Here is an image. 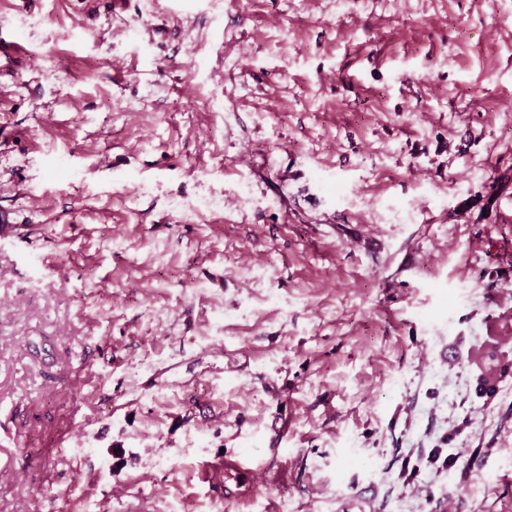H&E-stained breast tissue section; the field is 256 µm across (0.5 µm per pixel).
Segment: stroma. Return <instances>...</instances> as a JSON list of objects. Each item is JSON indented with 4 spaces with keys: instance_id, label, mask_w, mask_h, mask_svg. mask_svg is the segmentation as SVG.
Returning <instances> with one entry per match:
<instances>
[{
    "instance_id": "obj_1",
    "label": "stroma",
    "mask_w": 512,
    "mask_h": 512,
    "mask_svg": "<svg viewBox=\"0 0 512 512\" xmlns=\"http://www.w3.org/2000/svg\"><path fill=\"white\" fill-rule=\"evenodd\" d=\"M1 37L0 512H512V0Z\"/></svg>"
}]
</instances>
